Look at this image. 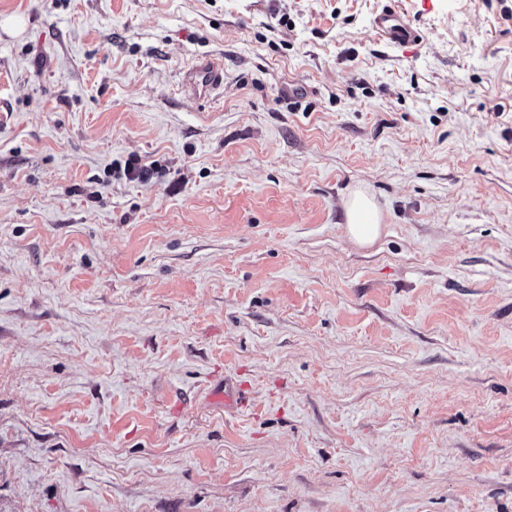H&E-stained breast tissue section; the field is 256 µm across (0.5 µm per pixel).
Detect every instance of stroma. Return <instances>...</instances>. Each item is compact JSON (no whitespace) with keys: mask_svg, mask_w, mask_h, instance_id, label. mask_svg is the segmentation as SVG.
Returning a JSON list of instances; mask_svg holds the SVG:
<instances>
[{"mask_svg":"<svg viewBox=\"0 0 512 512\" xmlns=\"http://www.w3.org/2000/svg\"><path fill=\"white\" fill-rule=\"evenodd\" d=\"M0 512H512V0H0ZM374 27L381 38L394 43H409L419 37L407 18L394 8H388L379 14L374 21ZM223 69L221 63L198 59L185 71L184 83L195 94L211 95L222 86ZM350 239L360 246L371 245L380 235L382 212L363 189H354L344 203ZM213 381L206 393L208 400L224 404L226 407L243 410L248 409L252 405L251 393L247 382L215 375Z\"/></svg>","mask_w":512,"mask_h":512,"instance_id":"obj_1","label":"stroma"}]
</instances>
